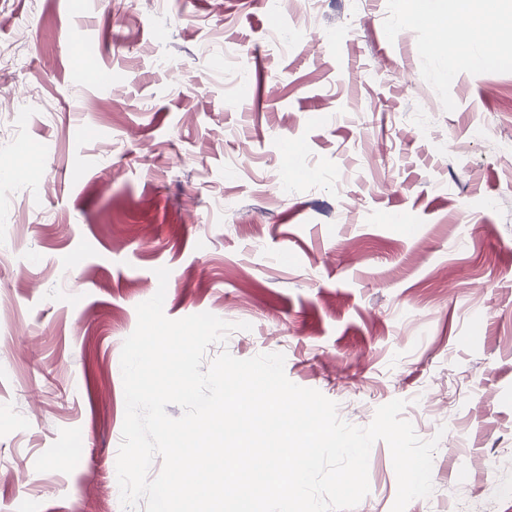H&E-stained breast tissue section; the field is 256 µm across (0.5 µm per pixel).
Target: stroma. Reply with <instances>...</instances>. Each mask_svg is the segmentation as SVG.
Here are the masks:
<instances>
[{
	"label": "stroma",
	"instance_id": "stroma-1",
	"mask_svg": "<svg viewBox=\"0 0 512 512\" xmlns=\"http://www.w3.org/2000/svg\"><path fill=\"white\" fill-rule=\"evenodd\" d=\"M496 40L460 68L400 0H0V99L28 103L0 112V165L31 160L25 191L0 180V512H126L121 349L161 267L168 318L249 323L207 359L283 353L357 427L404 400L439 441L406 512H512ZM368 479L354 512H391L384 441Z\"/></svg>",
	"mask_w": 512,
	"mask_h": 512
}]
</instances>
